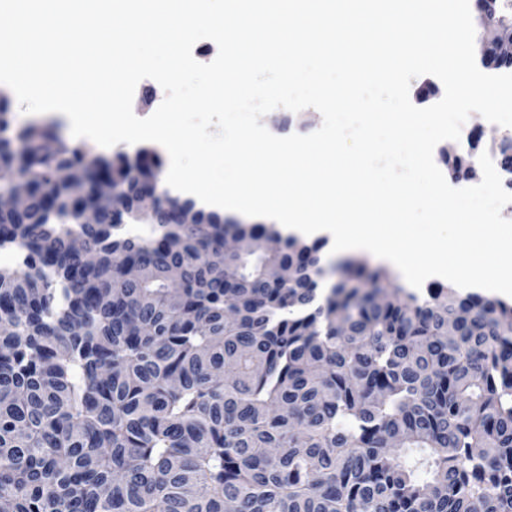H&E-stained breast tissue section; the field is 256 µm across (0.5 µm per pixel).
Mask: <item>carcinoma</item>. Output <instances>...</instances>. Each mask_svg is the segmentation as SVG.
<instances>
[{
	"label": "carcinoma",
	"mask_w": 512,
	"mask_h": 512,
	"mask_svg": "<svg viewBox=\"0 0 512 512\" xmlns=\"http://www.w3.org/2000/svg\"><path fill=\"white\" fill-rule=\"evenodd\" d=\"M9 113L0 190L18 174L28 203L0 213L22 255L0 267V512H512V308L437 282L382 304L358 260L322 300L321 242L170 197L133 236L158 154L92 159Z\"/></svg>",
	"instance_id": "carcinoma-1"
}]
</instances>
